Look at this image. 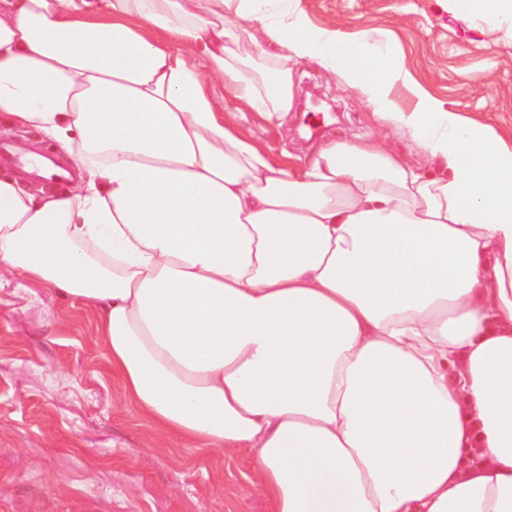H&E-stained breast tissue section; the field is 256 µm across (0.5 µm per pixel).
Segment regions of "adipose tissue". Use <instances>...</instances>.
Masks as SVG:
<instances>
[{
  "label": "adipose tissue",
  "mask_w": 512,
  "mask_h": 512,
  "mask_svg": "<svg viewBox=\"0 0 512 512\" xmlns=\"http://www.w3.org/2000/svg\"><path fill=\"white\" fill-rule=\"evenodd\" d=\"M298 2L0 0V112L79 167L0 179V277L94 311L152 431L249 461L272 512H512V140ZM443 6L512 39V0ZM302 62L382 136L271 155L243 119L283 125Z\"/></svg>",
  "instance_id": "1"
}]
</instances>
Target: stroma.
Instances as JSON below:
<instances>
[{
    "mask_svg": "<svg viewBox=\"0 0 512 512\" xmlns=\"http://www.w3.org/2000/svg\"><path fill=\"white\" fill-rule=\"evenodd\" d=\"M307 21L353 41L388 32L404 67L449 109L512 134V40L485 37L438 0H300ZM285 129L247 119L271 154L304 157L376 132L356 92L301 63ZM341 120L301 137L308 98ZM255 473L217 450L164 443L125 402L91 310L18 275L0 277V512H271Z\"/></svg>",
    "mask_w": 512,
    "mask_h": 512,
    "instance_id": "1",
    "label": "stroma"
}]
</instances>
